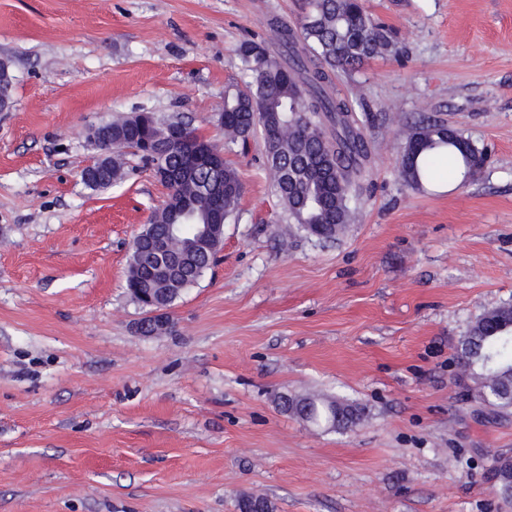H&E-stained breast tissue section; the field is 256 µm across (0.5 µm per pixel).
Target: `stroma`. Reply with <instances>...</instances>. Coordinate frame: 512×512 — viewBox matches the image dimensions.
<instances>
[{
    "instance_id": "1",
    "label": "stroma",
    "mask_w": 512,
    "mask_h": 512,
    "mask_svg": "<svg viewBox=\"0 0 512 512\" xmlns=\"http://www.w3.org/2000/svg\"><path fill=\"white\" fill-rule=\"evenodd\" d=\"M398 51L336 71L364 126L355 220L320 241L289 227L260 135L225 139L246 40L298 28L305 0H0V512H512L488 467L512 455V410L480 404L460 362L512 303V0H365ZM180 114L242 194L218 263L139 335L129 247L168 190L137 156L107 189L81 178L92 125ZM487 162L409 185L420 117ZM359 405L331 431L282 394ZM281 403L286 411L291 412L302 420L303 413L309 407H336L341 413V419L336 424L335 430H346L357 425L361 420V409L352 403L330 398L321 394H306L300 396H281Z\"/></svg>"
}]
</instances>
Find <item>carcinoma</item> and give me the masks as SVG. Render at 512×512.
<instances>
[{
	"label": "carcinoma",
	"mask_w": 512,
	"mask_h": 512,
	"mask_svg": "<svg viewBox=\"0 0 512 512\" xmlns=\"http://www.w3.org/2000/svg\"><path fill=\"white\" fill-rule=\"evenodd\" d=\"M309 11L300 32L276 26L275 36L283 53L272 54L262 41H247L238 48L244 69L252 81L224 96V134L230 142L247 144L258 133L265 146L266 166L288 218L310 235L320 225L334 239L353 220L350 195L364 161L368 140L350 118L347 104L331 91V73L354 71L364 60L397 52L395 34L368 14L363 0H308ZM197 138L180 115L168 120L152 112H140L112 122V143L123 152L140 156L150 167L164 166L178 176L167 183L164 205L155 211L141 235L157 239L166 225H180V236L193 243L203 224L219 223L215 193H224V220L236 210L241 180L226 161L186 172L185 141ZM477 149L445 123L424 119L410 127L400 163L404 180L419 186L429 167L448 156L457 162L464 177L478 173ZM217 188L213 193L208 186ZM217 251L192 254L178 274L161 278L151 252L133 250L126 274L131 299L148 316L137 332H153L155 300L171 307L214 264ZM461 360L479 386L478 393L497 395L496 406L512 408V304L484 313L469 329ZM285 410L303 418L309 407H334L341 413L336 430H346L361 420V409L352 403L321 394L283 396ZM503 482L512 480V455L492 459ZM239 512H274L266 497L241 495Z\"/></svg>",
	"instance_id": "obj_1"
}]
</instances>
